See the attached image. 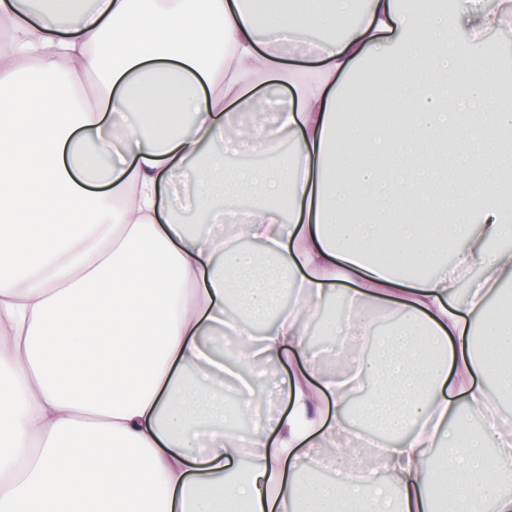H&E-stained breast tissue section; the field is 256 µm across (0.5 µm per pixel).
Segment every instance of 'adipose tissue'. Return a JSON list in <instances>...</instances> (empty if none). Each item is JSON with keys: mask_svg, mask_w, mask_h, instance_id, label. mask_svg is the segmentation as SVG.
<instances>
[{"mask_svg": "<svg viewBox=\"0 0 512 512\" xmlns=\"http://www.w3.org/2000/svg\"><path fill=\"white\" fill-rule=\"evenodd\" d=\"M264 8L259 30L247 0H0V512H353L360 487L362 512H512V435L459 434L512 398V318L491 302L512 282V66L487 42L512 0ZM272 74L291 89L277 127L238 138L293 148L228 172ZM356 77L369 101L348 97ZM63 87L71 118L31 123L33 92ZM183 175L195 225L169 203ZM228 197L254 198L258 250L225 236ZM338 293L328 335L370 338L367 308L395 329L333 379L307 330ZM271 361L291 366L289 410L226 433L225 377L253 411ZM364 389L387 491L349 463Z\"/></svg>", "mask_w": 512, "mask_h": 512, "instance_id": "ef3b65f1", "label": "adipose tissue"}]
</instances>
